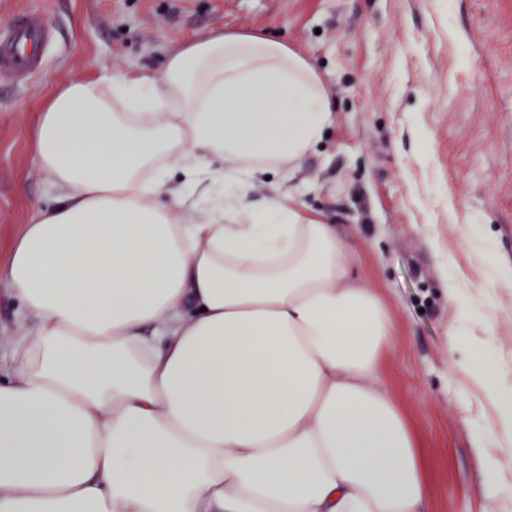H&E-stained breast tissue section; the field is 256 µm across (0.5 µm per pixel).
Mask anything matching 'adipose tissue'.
<instances>
[{
	"instance_id": "1",
	"label": "adipose tissue",
	"mask_w": 512,
	"mask_h": 512,
	"mask_svg": "<svg viewBox=\"0 0 512 512\" xmlns=\"http://www.w3.org/2000/svg\"><path fill=\"white\" fill-rule=\"evenodd\" d=\"M331 121L315 66L250 32L177 50L159 83L53 93L31 137L56 201L0 264L29 317L4 341L0 512H426L395 323L295 199ZM477 384L511 436L493 360Z\"/></svg>"
}]
</instances>
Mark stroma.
Here are the masks:
<instances>
[{"instance_id":"1","label":"stroma","mask_w":512,"mask_h":512,"mask_svg":"<svg viewBox=\"0 0 512 512\" xmlns=\"http://www.w3.org/2000/svg\"><path fill=\"white\" fill-rule=\"evenodd\" d=\"M54 32L37 73L0 74V263L52 196L31 123L51 93L108 71L162 79L168 55L220 32L280 39L316 65L334 121L299 164L307 212L337 224L356 273L381 288L397 339L387 381L420 444L429 512H512V462L473 381L481 351L512 388V0H0ZM478 300L472 344L444 288Z\"/></svg>"}]
</instances>
